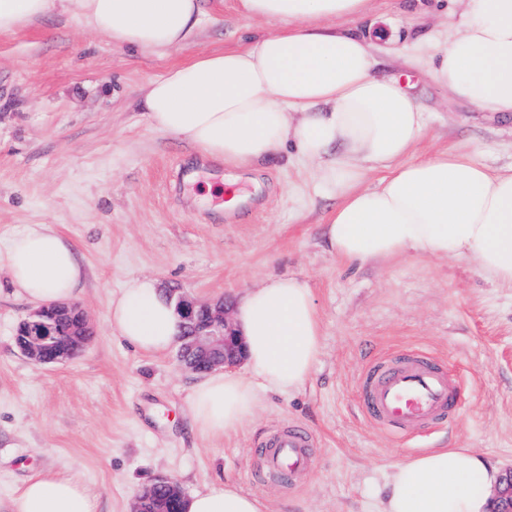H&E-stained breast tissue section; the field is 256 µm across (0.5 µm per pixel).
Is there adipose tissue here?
<instances>
[{"label": "adipose tissue", "mask_w": 512, "mask_h": 512, "mask_svg": "<svg viewBox=\"0 0 512 512\" xmlns=\"http://www.w3.org/2000/svg\"><path fill=\"white\" fill-rule=\"evenodd\" d=\"M58 0H0V34L46 17ZM88 27L119 46L191 44L200 0H65ZM368 0H238L251 19L282 31L242 50L204 53L144 88L151 125L237 168L287 143L315 163L321 194L336 207L323 227L330 253L355 264L405 255L474 259L490 281L512 286V170L474 153L439 151L418 161L425 113L398 77L376 70L359 25ZM435 79L457 101L512 113V0H468L459 34L432 58ZM16 294L46 304L77 297L85 270L51 225L30 224L0 252ZM112 333L147 354L167 352L182 322L160 282H124L109 306ZM244 370L210 373L193 386L192 421L220 438L252 419L269 391L290 394L309 379L323 344L307 284L279 277L246 290L234 322ZM499 467L468 448H434L396 465L377 512H493ZM184 512H268L228 483L186 497ZM11 512H96V496L66 474L30 478Z\"/></svg>", "instance_id": "obj_1"}]
</instances>
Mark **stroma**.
Wrapping results in <instances>:
<instances>
[{"label":"stroma","mask_w":512,"mask_h":512,"mask_svg":"<svg viewBox=\"0 0 512 512\" xmlns=\"http://www.w3.org/2000/svg\"><path fill=\"white\" fill-rule=\"evenodd\" d=\"M378 69L407 80L426 112L418 153L467 148L493 169L512 167V118L459 103L429 70L457 35L463 0H369ZM196 40L167 50L119 47L71 11L0 35V249L28 224H49L79 249L87 271L77 302L94 334L71 362L39 366L16 349L33 303L0 269V512L37 472L69 474L95 492L96 512H131L157 479L190 494L235 482L268 512H372L399 461L431 448H469L512 469V287L470 259L417 255L350 264L324 246L330 200L293 146L249 170L224 167L157 131L141 90L201 53L243 49L281 31L249 19L237 0H204ZM240 183L236 211L205 202L208 184ZM293 275L312 291L324 338L300 391L272 393L235 433L192 428L195 374L174 353L148 356L115 337L109 304L127 278L150 276L201 300L238 295ZM417 349L461 385L454 421L402 440L356 404L370 358ZM291 424L313 434L308 473L292 485L265 477L261 445Z\"/></svg>","instance_id":"1"}]
</instances>
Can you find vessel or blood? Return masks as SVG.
Returning <instances> with one entry per match:
<instances>
[{"label": "vessel or blood", "mask_w": 512, "mask_h": 512, "mask_svg": "<svg viewBox=\"0 0 512 512\" xmlns=\"http://www.w3.org/2000/svg\"><path fill=\"white\" fill-rule=\"evenodd\" d=\"M460 391L447 369L420 350H409L371 364L365 372L357 406L370 422L403 439L452 422ZM308 431L289 426L266 443L262 454L268 473L300 478L309 466Z\"/></svg>", "instance_id": "vessel-or-blood-1"}]
</instances>
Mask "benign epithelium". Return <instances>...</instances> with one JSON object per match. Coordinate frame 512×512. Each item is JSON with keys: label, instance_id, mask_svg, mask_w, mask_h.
Segmentation results:
<instances>
[{"label": "benign epithelium", "instance_id": "7a95c632", "mask_svg": "<svg viewBox=\"0 0 512 512\" xmlns=\"http://www.w3.org/2000/svg\"><path fill=\"white\" fill-rule=\"evenodd\" d=\"M177 313L184 321L182 343L177 352L180 364L195 374L236 365L242 355V341L227 320L224 302L213 304L176 298ZM93 327L82 308L73 302L51 303L32 311L18 326L14 340L18 350L41 365L65 362L83 349ZM183 490L174 482L160 479L139 493L132 512H168L167 500H182ZM496 512H512V471L506 486L498 492Z\"/></svg>", "mask_w": 512, "mask_h": 512}]
</instances>
